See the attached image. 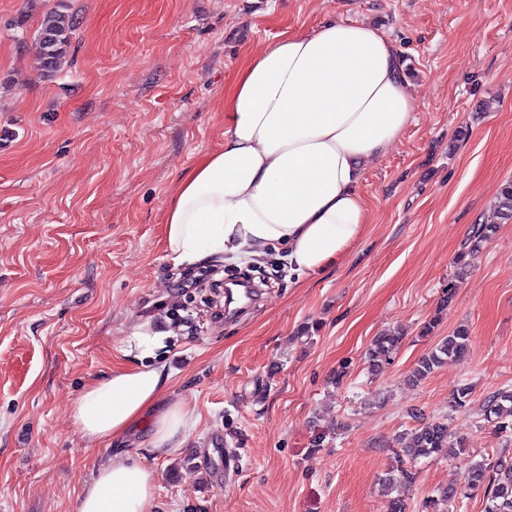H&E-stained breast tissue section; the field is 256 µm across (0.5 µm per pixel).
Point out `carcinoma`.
Wrapping results in <instances>:
<instances>
[{
  "mask_svg": "<svg viewBox=\"0 0 512 512\" xmlns=\"http://www.w3.org/2000/svg\"><path fill=\"white\" fill-rule=\"evenodd\" d=\"M76 26L77 18L69 13L64 5L43 15L33 41V52L44 78L50 80L61 70ZM496 208L501 222L512 221V181L500 186ZM496 232L495 224H477L473 227L468 244L455 259L457 271L454 277L448 279V285L443 291L442 304L445 305L454 298L460 279L471 267L472 257L479 251L482 243L491 239ZM400 340L401 336L395 333L377 337L367 352L370 367L377 370L389 363ZM468 342V330L461 327L442 338L431 352L419 361L413 370L412 380L421 381L447 360L464 355L468 349ZM485 416L487 422L494 424L499 435L512 438V393L498 391L488 396ZM450 436L448 423L424 421L406 437L402 452L412 460L428 457L439 449L448 447ZM485 481L488 482L487 512H512V465H496L495 475L489 477L487 467L479 464L467 474L466 486H477ZM457 494L458 490L450 488L442 491L440 497L436 499H426L423 503L425 512H438L440 502H451L455 500Z\"/></svg>",
  "mask_w": 512,
  "mask_h": 512,
  "instance_id": "cac0c4a2",
  "label": "carcinoma"
}]
</instances>
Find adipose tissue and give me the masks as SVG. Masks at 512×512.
<instances>
[{
  "mask_svg": "<svg viewBox=\"0 0 512 512\" xmlns=\"http://www.w3.org/2000/svg\"><path fill=\"white\" fill-rule=\"evenodd\" d=\"M413 119L402 57L374 24L328 20L249 53L224 92V145L202 154L163 218L175 265L219 264L286 251L297 278L339 264L368 222L357 191L366 168ZM175 334L145 322L122 361L75 400L83 435L110 445L134 430L175 449L193 416L160 407L171 376L160 355ZM155 472L130 454L97 467L79 512H150Z\"/></svg>",
  "mask_w": 512,
  "mask_h": 512,
  "instance_id": "1",
  "label": "adipose tissue"
}]
</instances>
